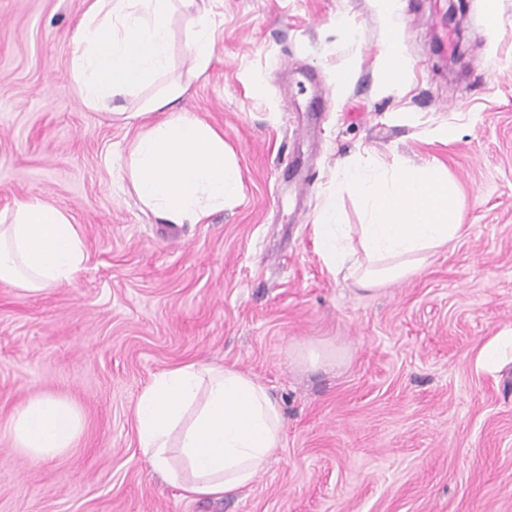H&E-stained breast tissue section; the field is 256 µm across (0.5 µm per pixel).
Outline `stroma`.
I'll list each match as a JSON object with an SVG mask.
<instances>
[{"mask_svg":"<svg viewBox=\"0 0 512 512\" xmlns=\"http://www.w3.org/2000/svg\"><path fill=\"white\" fill-rule=\"evenodd\" d=\"M454 4L453 26L434 0L390 18L376 0H213L201 74L176 13L181 106L223 131L243 186L207 223L168 224L120 165L133 130L72 79L85 0H0V209L41 196L87 253L44 292L0 282V512H512V362L478 363L512 328V0ZM391 41L408 70L389 87ZM367 158L438 169L466 226L373 294L327 270L313 227ZM312 347L337 358L300 361ZM190 361L251 375L284 416L278 459L221 499L183 496L138 447L141 392ZM45 395L79 430L34 461L6 428Z\"/></svg>","mask_w":512,"mask_h":512,"instance_id":"stroma-1","label":"stroma"}]
</instances>
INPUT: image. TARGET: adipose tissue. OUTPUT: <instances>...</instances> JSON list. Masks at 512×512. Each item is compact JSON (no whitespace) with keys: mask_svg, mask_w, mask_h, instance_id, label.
Wrapping results in <instances>:
<instances>
[{"mask_svg":"<svg viewBox=\"0 0 512 512\" xmlns=\"http://www.w3.org/2000/svg\"><path fill=\"white\" fill-rule=\"evenodd\" d=\"M181 8L195 11L187 50L205 71L214 51L207 0H91L74 36L72 76L84 104L108 116L117 99L151 88L139 111L123 115L136 133L122 163L140 201L166 223L201 224L238 197L241 174L223 134L179 108L186 89L169 76L170 19ZM336 193L362 198L367 220L342 223L329 205L316 220L317 251L330 273L365 292L416 275L463 232L462 205L435 170L389 175L352 162ZM85 260L66 211L31 196L0 212L1 282L39 293L72 282ZM135 422L153 469L193 498L249 487L282 447L277 401L233 367L188 362L160 371L137 400ZM77 430L73 406L54 397L29 401L7 427L15 448L36 461L67 449Z\"/></svg>","mask_w":512,"mask_h":512,"instance_id":"adipose-tissue-1","label":"adipose tissue"}]
</instances>
